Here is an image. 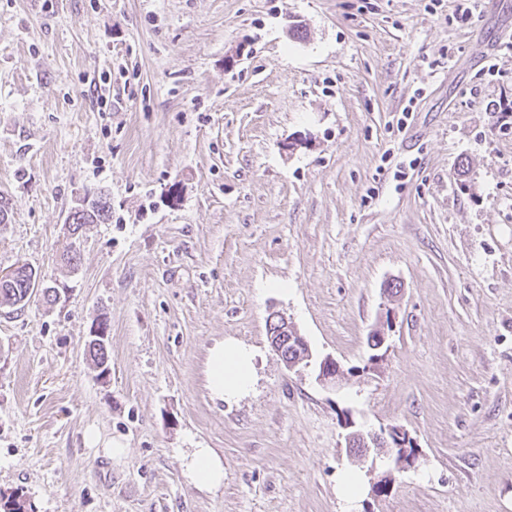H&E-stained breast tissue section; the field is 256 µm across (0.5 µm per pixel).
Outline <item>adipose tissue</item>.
<instances>
[{
  "mask_svg": "<svg viewBox=\"0 0 512 512\" xmlns=\"http://www.w3.org/2000/svg\"><path fill=\"white\" fill-rule=\"evenodd\" d=\"M254 353L233 341L214 346L208 356L207 381L213 396L231 401L246 393L253 383ZM185 474L195 484L221 485L224 464L211 449L196 448L185 458Z\"/></svg>",
  "mask_w": 512,
  "mask_h": 512,
  "instance_id": "1",
  "label": "adipose tissue"
}]
</instances>
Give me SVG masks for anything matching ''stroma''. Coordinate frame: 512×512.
<instances>
[{
	"label": "stroma",
	"mask_w": 512,
	"mask_h": 512,
	"mask_svg": "<svg viewBox=\"0 0 512 512\" xmlns=\"http://www.w3.org/2000/svg\"><path fill=\"white\" fill-rule=\"evenodd\" d=\"M428 3L0 0V270L59 292L0 310V495L35 512H512V128L492 107L512 101V0H480L465 27L457 0ZM100 190L112 217L68 266L67 217ZM274 312L336 360L338 387L285 368ZM101 319L104 378L85 351ZM226 340L256 353L230 403L207 385ZM348 418L408 431L414 467L354 456ZM195 448L222 486L188 480ZM185 474L195 484L205 487L224 482V463L211 449L195 448L185 457Z\"/></svg>",
	"instance_id": "35a3bbf8"
}]
</instances>
